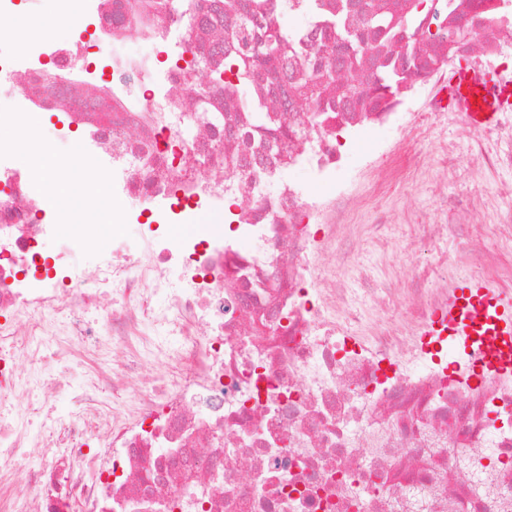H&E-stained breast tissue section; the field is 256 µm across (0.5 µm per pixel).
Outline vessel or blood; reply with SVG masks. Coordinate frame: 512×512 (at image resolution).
<instances>
[{
    "mask_svg": "<svg viewBox=\"0 0 512 512\" xmlns=\"http://www.w3.org/2000/svg\"><path fill=\"white\" fill-rule=\"evenodd\" d=\"M450 111L459 112L476 126L496 123L499 113L512 110V81L476 64L462 62L448 74L444 88ZM453 295L448 301L447 320L457 323L468 302L486 297L494 306L495 326L500 335L512 336V291L485 288L482 281L469 277L453 279Z\"/></svg>",
    "mask_w": 512,
    "mask_h": 512,
    "instance_id": "vessel-or-blood-1",
    "label": "vessel or blood"
}]
</instances>
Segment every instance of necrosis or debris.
Segmentation results:
<instances>
[{
	"label": "necrosis or debris",
	"instance_id": "obj_1",
	"mask_svg": "<svg viewBox=\"0 0 512 512\" xmlns=\"http://www.w3.org/2000/svg\"><path fill=\"white\" fill-rule=\"evenodd\" d=\"M57 2L20 50L0 51V94L25 103L0 110L12 131L0 138V512H512V338L480 299L459 325L439 319L449 267L512 290V197L469 199L493 220L453 253L457 205L427 224L353 223L404 180L420 128L370 196L337 192L369 134L395 124L415 87L447 79L459 17L495 57L512 40V0H430L422 13L411 0H256L244 22L223 0H152L146 28L129 24L126 0ZM371 4L410 15L405 40L436 59L403 68L378 109L332 99L290 112L289 87L260 71L262 126L210 82L225 56L245 55L241 26L258 42L281 29L298 71ZM55 22L75 36L52 40ZM142 42L147 56L124 54ZM31 110L62 114L47 150L103 183L85 210L133 199L120 223H156L140 251L98 248L96 224L59 236L29 169L4 162L26 148ZM436 162L448 175L512 172V113L467 152L439 144ZM205 209L223 223L197 225ZM173 224L193 231L167 234ZM79 359L80 382L44 375ZM59 392L74 413L41 415Z\"/></svg>",
	"mask_w": 512,
	"mask_h": 512
}]
</instances>
